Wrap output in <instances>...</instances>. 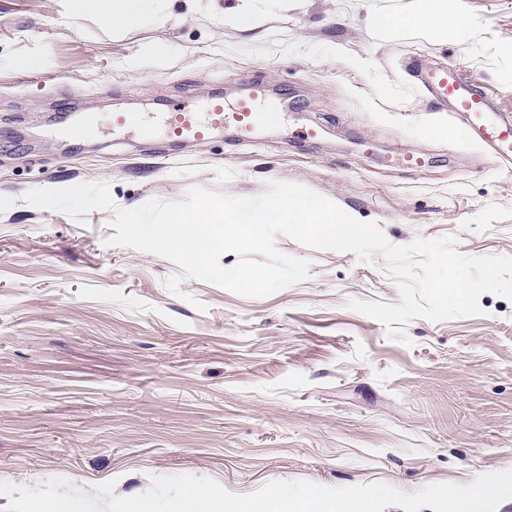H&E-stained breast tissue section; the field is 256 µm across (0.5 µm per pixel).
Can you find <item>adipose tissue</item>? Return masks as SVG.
I'll return each instance as SVG.
<instances>
[{
	"label": "adipose tissue",
	"mask_w": 512,
	"mask_h": 512,
	"mask_svg": "<svg viewBox=\"0 0 512 512\" xmlns=\"http://www.w3.org/2000/svg\"><path fill=\"white\" fill-rule=\"evenodd\" d=\"M71 17L86 14L97 17L118 28L137 26L151 17H165L179 11L182 19H193L197 14V0H65ZM371 28L387 33L400 28H426L440 34H452L466 39L471 31L469 18L449 17L445 0H413L411 8L399 16L378 12L371 17Z\"/></svg>",
	"instance_id": "adipose-tissue-1"
}]
</instances>
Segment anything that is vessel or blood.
I'll return each instance as SVG.
<instances>
[{
    "label": "vessel or blood",
    "mask_w": 512,
    "mask_h": 512,
    "mask_svg": "<svg viewBox=\"0 0 512 512\" xmlns=\"http://www.w3.org/2000/svg\"><path fill=\"white\" fill-rule=\"evenodd\" d=\"M422 83L436 98L451 104L448 123L457 133V142L478 145L498 158L512 159V116L495 110L482 87L471 83L456 67L425 70ZM80 94V89L73 88L61 99L55 116L58 130H66L76 121L72 103ZM266 95V86L254 81L249 93L233 106H226L223 96L215 94L202 104L188 100L171 103L168 110L155 113L147 122L130 112H116L111 129L121 133L136 128L144 136L172 147L209 140L227 128L247 141L254 137L258 109Z\"/></svg>",
    "instance_id": "b4317fda"
}]
</instances>
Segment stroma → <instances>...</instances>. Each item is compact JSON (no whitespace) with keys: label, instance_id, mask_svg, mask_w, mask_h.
I'll list each match as a JSON object with an SVG mask.
<instances>
[{"label":"stroma","instance_id":"1","mask_svg":"<svg viewBox=\"0 0 512 512\" xmlns=\"http://www.w3.org/2000/svg\"><path fill=\"white\" fill-rule=\"evenodd\" d=\"M411 0H257L255 30L196 20L121 31L62 0H0V480L76 488L191 474L246 495L274 480L384 482L413 492L512 469V302L483 315L417 318L389 337L350 300L396 304L397 285L351 252L284 236L311 277L266 297L184 279L174 263L109 247L107 211L86 224L22 199L32 188L106 180L117 206L193 187L255 196L309 187L375 222L396 245L457 239L465 255L512 256V174L456 146L406 62L453 65L512 114V0H447L474 20L467 41L425 30L373 33L369 13ZM258 80L276 118L169 150L112 137V113L231 101ZM80 86L93 133L55 135L54 106ZM318 127L315 140L301 137ZM422 154L416 170L390 165Z\"/></svg>","mask_w":512,"mask_h":512}]
</instances>
